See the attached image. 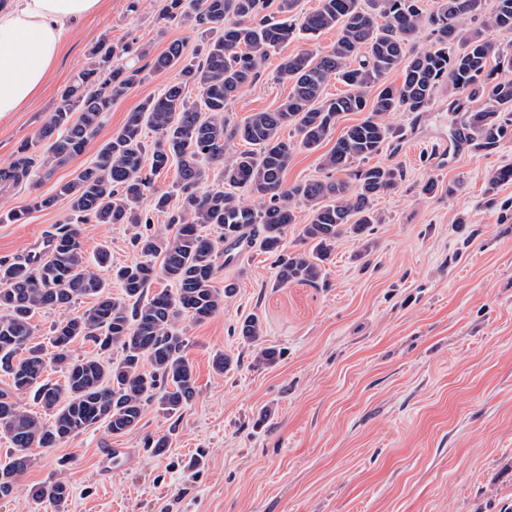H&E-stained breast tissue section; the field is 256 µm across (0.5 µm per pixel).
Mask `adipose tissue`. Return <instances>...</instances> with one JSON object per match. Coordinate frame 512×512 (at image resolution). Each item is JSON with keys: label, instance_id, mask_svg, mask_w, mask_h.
<instances>
[{"label": "adipose tissue", "instance_id": "obj_1", "mask_svg": "<svg viewBox=\"0 0 512 512\" xmlns=\"http://www.w3.org/2000/svg\"><path fill=\"white\" fill-rule=\"evenodd\" d=\"M101 0H0V116L20 111L44 86L66 30Z\"/></svg>", "mask_w": 512, "mask_h": 512}]
</instances>
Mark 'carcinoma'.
Instances as JSON below:
<instances>
[{
  "instance_id": "cac0c4a2",
  "label": "carcinoma",
  "mask_w": 512,
  "mask_h": 512,
  "mask_svg": "<svg viewBox=\"0 0 512 512\" xmlns=\"http://www.w3.org/2000/svg\"><path fill=\"white\" fill-rule=\"evenodd\" d=\"M481 8L482 0H436L427 15L422 0H319L315 11L299 16L295 0H167L164 16L194 20L206 44L205 61L197 64L184 57L180 44H170L153 69H177L179 80L142 101L96 160L56 194L32 200L34 208L50 209L63 198L84 221L129 225L141 260L112 269L120 295L112 296L110 283L90 266L76 224L59 225L39 258L0 259V372L11 381L0 390V436L13 449L0 464V500L14 496L19 478L33 465L29 449L56 448L99 425L120 436L135 429L153 405L175 415L194 402L198 386L178 323L213 316L236 291L230 281L214 287L218 250L202 227L214 225L223 244L245 241L275 256L279 286L315 282L342 235L363 239L372 225L382 223L375 199L400 185L398 166L371 162L396 134L389 125L394 113L426 111L437 89L449 82L476 104L467 117L476 149L492 150L512 134V43L494 40V33L512 31V0H496L481 26L468 27V18ZM425 24L429 43L411 48ZM333 29L337 37L329 51L280 59L279 74L291 89L279 107L255 112L241 124L230 122L229 103L256 80L271 51L297 30L315 36ZM130 52V46L119 48L106 37L92 47L88 64L60 92L49 120L0 170V183L29 177V154L43 145L49 168L84 151L114 101L146 79L143 68L120 62ZM393 71L401 72L400 83L385 84ZM332 77L347 91L327 99L324 87ZM191 86L198 90L192 101ZM344 112L364 117L323 155L322 167L330 175L285 185L296 151L319 149ZM145 126L156 135L150 147L142 140ZM237 139L251 149L228 152ZM172 159L179 164L177 204L163 193L142 208L150 176ZM214 173L221 185L208 189ZM508 182L512 166L500 167L489 175L488 191ZM240 188L252 204H243L235 193ZM299 203L310 220L298 238L311 248L287 253ZM157 213L176 228L173 237L151 231ZM159 278L175 290L147 294ZM88 297L95 298L90 309L51 325L53 352L46 357L43 345L33 342L35 313ZM237 332L245 344L258 341L260 316H245ZM78 339L93 342L108 360L74 356L71 344ZM280 356L274 346L261 347L253 366L273 365ZM49 363L64 374L63 383L44 379ZM30 390L50 423L16 400ZM29 496L66 512L71 488L58 480L32 486Z\"/></svg>"
}]
</instances>
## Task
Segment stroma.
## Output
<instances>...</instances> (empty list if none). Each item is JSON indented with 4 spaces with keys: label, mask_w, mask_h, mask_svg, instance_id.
Returning a JSON list of instances; mask_svg holds the SVG:
<instances>
[{
    "label": "stroma",
    "mask_w": 512,
    "mask_h": 512,
    "mask_svg": "<svg viewBox=\"0 0 512 512\" xmlns=\"http://www.w3.org/2000/svg\"><path fill=\"white\" fill-rule=\"evenodd\" d=\"M102 0L99 12L65 35L59 62L21 111L0 117V168L48 120L61 90L103 37L144 48L146 80L117 99L83 153L41 172L40 180L0 186V259L29 257L55 225L72 222L66 200L33 210L92 163L147 97L178 81L177 70L154 71L152 59L172 42L200 63L205 46L194 24L161 16L162 0ZM335 31L293 36L253 84L230 103L232 122L275 110L290 84L277 65L304 50L326 51ZM458 93L442 84L424 112L390 118L399 135L378 155L398 164L403 179L380 196L383 223L367 241L343 236L314 283L276 284L269 254L251 247L218 266L214 284H237L222 311L183 319L186 355L198 395L181 414L148 409L123 436L89 429L57 448L33 449L0 512H52L35 506L32 485L62 480L72 487L68 512H512V182L488 190L487 175L512 164V136L490 151L465 135ZM438 181L434 195L421 188ZM87 253L107 247L111 268L140 254L123 224L80 227ZM263 319L260 345L282 358L261 369L235 332L249 313ZM238 365L211 366L216 352ZM168 435L156 456L147 437ZM123 449L115 469L103 463Z\"/></svg>",
    "instance_id": "35a3bbf8"
}]
</instances>
